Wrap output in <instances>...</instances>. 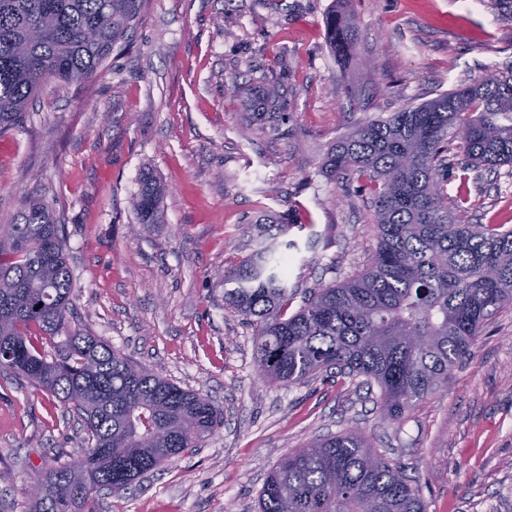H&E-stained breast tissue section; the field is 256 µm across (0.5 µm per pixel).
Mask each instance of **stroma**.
<instances>
[{"instance_id":"stroma-1","label":"stroma","mask_w":512,"mask_h":512,"mask_svg":"<svg viewBox=\"0 0 512 512\" xmlns=\"http://www.w3.org/2000/svg\"><path fill=\"white\" fill-rule=\"evenodd\" d=\"M334 0H141L128 38L82 92L46 85L23 128L0 135V224L22 201L63 224L71 326L178 386L224 422L200 447L95 512H257L288 453L347 430L401 467L426 512H512V304L499 308L448 384L398 421L346 375L268 386L258 329L224 303V273L288 225L293 307L351 278L377 247L363 180H330L331 146L364 120L512 69V0H350L354 60L331 53ZM279 85L281 112L256 106ZM169 186L162 221L133 210L145 176ZM481 208L463 224L512 225V178L471 172ZM71 407L0 374V512H28L30 478L72 461Z\"/></svg>"}]
</instances>
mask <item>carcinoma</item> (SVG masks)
<instances>
[{
  "label": "carcinoma",
  "mask_w": 512,
  "mask_h": 512,
  "mask_svg": "<svg viewBox=\"0 0 512 512\" xmlns=\"http://www.w3.org/2000/svg\"><path fill=\"white\" fill-rule=\"evenodd\" d=\"M140 0H0V134L23 126L42 87H80L126 38ZM333 53L347 60L357 31L347 7L325 17ZM279 87L258 110L278 112ZM497 174L512 167V69L461 84L433 100L369 119L339 139L332 176L366 178L378 249L360 275L318 288L288 313V258L270 247L224 273V303L259 325L255 362L268 385L318 374L362 377L380 391L386 420L448 383L495 309L512 303V228L458 224L439 175L448 167ZM167 188L142 180L133 208L156 224ZM72 276L62 225L29 199L0 224V369L72 406L86 430L71 464L44 468L30 512H95L82 480L114 494L198 448L221 411L90 333L69 330ZM64 336L42 354L32 333ZM258 512H425L399 468L345 431L283 457Z\"/></svg>",
  "instance_id": "cac0c4a2"
}]
</instances>
